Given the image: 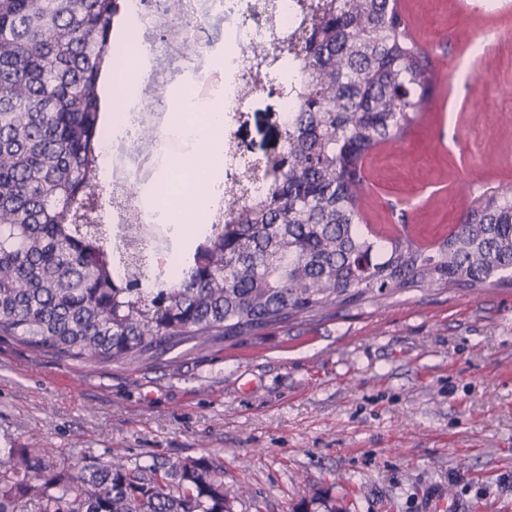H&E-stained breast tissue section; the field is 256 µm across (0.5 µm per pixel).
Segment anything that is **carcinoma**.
Here are the masks:
<instances>
[{"label":"carcinoma","instance_id":"carcinoma-1","mask_svg":"<svg viewBox=\"0 0 512 512\" xmlns=\"http://www.w3.org/2000/svg\"><path fill=\"white\" fill-rule=\"evenodd\" d=\"M120 17L121 0H0V336L141 366L414 288H512V186L478 196L429 248L362 223L363 157L398 142L432 89L397 0H311L293 33L250 46L257 76L284 53L302 70L267 189L243 200L244 176L224 189L229 220L181 277L147 287L133 258L117 280L88 203ZM241 494L215 453L131 465L44 445L0 457V512H231Z\"/></svg>","mask_w":512,"mask_h":512}]
</instances>
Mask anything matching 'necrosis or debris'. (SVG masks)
<instances>
[{"mask_svg":"<svg viewBox=\"0 0 512 512\" xmlns=\"http://www.w3.org/2000/svg\"><path fill=\"white\" fill-rule=\"evenodd\" d=\"M183 14L169 11V0H125L127 36L147 46L146 75L139 84L138 105L113 113L101 136L96 175L101 197L100 223L120 227L125 241L147 242L148 269L180 271L178 260L163 249L155 229L171 224L154 208L140 204L136 188L150 178L152 165L169 162L182 193H196L204 178L192 164V142L172 131L166 120L169 89L180 86L197 111L237 113L257 90L278 85L282 110L296 109L302 85L288 63L263 75L245 65L250 44L269 32L286 36L303 11L297 0H186Z\"/></svg>","mask_w":512,"mask_h":512,"instance_id":"1","label":"necrosis or debris"}]
</instances>
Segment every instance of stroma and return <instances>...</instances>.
Returning a JSON list of instances; mask_svg holds the SVG:
<instances>
[{
    "mask_svg": "<svg viewBox=\"0 0 512 512\" xmlns=\"http://www.w3.org/2000/svg\"><path fill=\"white\" fill-rule=\"evenodd\" d=\"M433 90L363 161L364 221L431 244L512 185V0H397ZM280 96H252L244 158L282 144ZM163 364L85 367L0 337V448L129 463L208 451L233 512H512V289L410 290Z\"/></svg>",
    "mask_w": 512,
    "mask_h": 512,
    "instance_id": "stroma-1",
    "label": "stroma"
}]
</instances>
